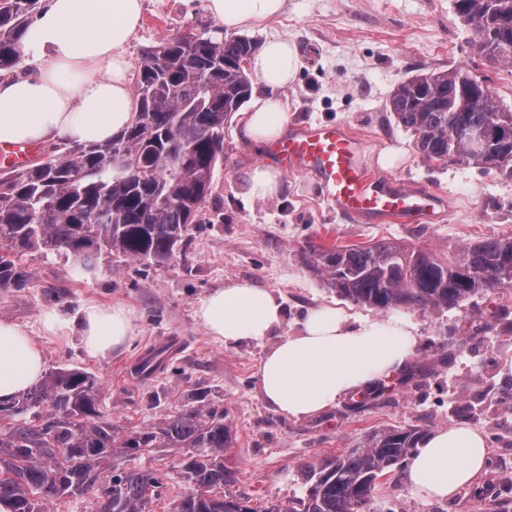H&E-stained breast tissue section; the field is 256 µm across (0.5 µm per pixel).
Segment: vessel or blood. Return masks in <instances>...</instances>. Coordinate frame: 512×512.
Wrapping results in <instances>:
<instances>
[{"mask_svg": "<svg viewBox=\"0 0 512 512\" xmlns=\"http://www.w3.org/2000/svg\"><path fill=\"white\" fill-rule=\"evenodd\" d=\"M33 152L27 145L0 146V160L6 168L20 169L29 164ZM364 152L363 144L349 129L316 124L290 131L270 155L285 172L311 176L324 200L341 215L396 221L416 216L426 224L442 221L440 197L370 176L362 162Z\"/></svg>", "mask_w": 512, "mask_h": 512, "instance_id": "vessel-or-blood-1", "label": "vessel or blood"}]
</instances>
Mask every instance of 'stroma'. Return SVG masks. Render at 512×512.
<instances>
[{
    "label": "stroma",
    "instance_id": "stroma-1",
    "mask_svg": "<svg viewBox=\"0 0 512 512\" xmlns=\"http://www.w3.org/2000/svg\"><path fill=\"white\" fill-rule=\"evenodd\" d=\"M220 33L206 0H144L143 22L126 55L135 64L143 51L170 38ZM243 35L260 44L273 38L297 44V79L279 92L290 128L315 122L347 126L363 142V161L374 171L382 152L403 149L404 162L380 170L404 186L440 195L444 222L350 220L321 199L312 178L286 173L277 194L251 196L250 170L271 160L267 148L242 137L237 114L224 128V164L189 228L184 252L160 266L104 257L90 269L64 251L27 253L21 259L27 282L0 288V319L28 332L42 349L46 369L95 374L101 416L121 429L157 423L207 393L223 407L230 427L233 489L249 495L257 512L301 495L307 463L355 447L372 431L415 427L429 433L455 424L486 435L491 465L473 487L430 502L411 491L399 470L376 487L364 512H476L474 493L489 489L512 501V378L500 373L502 361L512 357V288L481 293L435 314L411 310L419 336L412 379L383 396H364L358 410H350L346 397L328 412L300 420L277 413L258 388L260 362L276 337L227 347L194 318L196 306L232 280L254 282L282 298L285 335L296 332L304 312L319 305L374 318L377 310L341 299L326 286L308 264L309 246L385 240L443 254L469 241L512 235V182L464 163L422 160L412 133L387 109L400 81L462 65L487 78L494 99L511 108L512 68L495 67L477 54L453 0H286L279 17ZM90 303L130 310L136 333L121 350L94 357L77 333L44 334L46 311L73 319ZM486 322L487 332L481 329ZM168 337L179 342L172 368L140 377L137 362ZM178 458L174 449L153 448L130 461L168 476L153 512H172L186 489L175 474Z\"/></svg>",
    "mask_w": 512,
    "mask_h": 512
}]
</instances>
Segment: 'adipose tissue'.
Returning a JSON list of instances; mask_svg holds the SVG:
<instances>
[{
  "mask_svg": "<svg viewBox=\"0 0 512 512\" xmlns=\"http://www.w3.org/2000/svg\"><path fill=\"white\" fill-rule=\"evenodd\" d=\"M285 0H207L216 23L241 30L279 16ZM143 0H46L25 29L21 46L33 74L0 77V145L60 138L97 144L111 140L134 117L130 64L124 49L141 25ZM263 87L251 102L242 133L260 146L280 137L289 117L279 89L294 83L300 54L275 39L251 57ZM195 317L225 346L259 341L280 328L282 300L270 289L236 281L214 289ZM79 332L89 355L123 348L136 329L120 305L85 307ZM416 327L403 317L352 318L320 306L305 312L295 334L280 338L263 357L257 383L281 415L302 419L324 413L344 396L374 388L400 374L415 353ZM42 351L18 324L0 320V398L38 383ZM482 430L459 424L428 434L405 467L418 496L451 498L488 467Z\"/></svg>",
  "mask_w": 512,
  "mask_h": 512,
  "instance_id": "ef3b65f1",
  "label": "adipose tissue"
}]
</instances>
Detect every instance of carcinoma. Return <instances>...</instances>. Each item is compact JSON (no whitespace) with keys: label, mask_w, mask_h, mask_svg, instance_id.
<instances>
[{"label":"carcinoma","mask_w":512,"mask_h":512,"mask_svg":"<svg viewBox=\"0 0 512 512\" xmlns=\"http://www.w3.org/2000/svg\"><path fill=\"white\" fill-rule=\"evenodd\" d=\"M41 0H0V71L21 60L20 40ZM476 52L512 67V0H454ZM255 42L242 36L175 37L145 51L136 70L132 123L112 141L51 144L21 170L0 174V287L25 282L20 258L66 251L87 264L106 253L162 264L183 245L224 163V126L247 101L242 63ZM469 67L432 71L396 86L389 110L412 132L428 162L459 161L512 181V109L474 97ZM495 142L479 153L470 132ZM308 262L337 296L380 311L438 312L494 288L512 287V236L467 242L441 255L380 242L360 248L309 247ZM151 350L140 370L164 363ZM99 384L56 368L40 383L0 400V512H46L47 504L96 486L99 512H150L167 475L113 465L147 448L180 452L187 486L173 512H257L230 490L237 470L224 410L198 400L157 424L131 431L100 419ZM425 432L374 431L354 448L306 465V489L266 512H363L380 477L404 467Z\"/></svg>","instance_id":"carcinoma-1"}]
</instances>
